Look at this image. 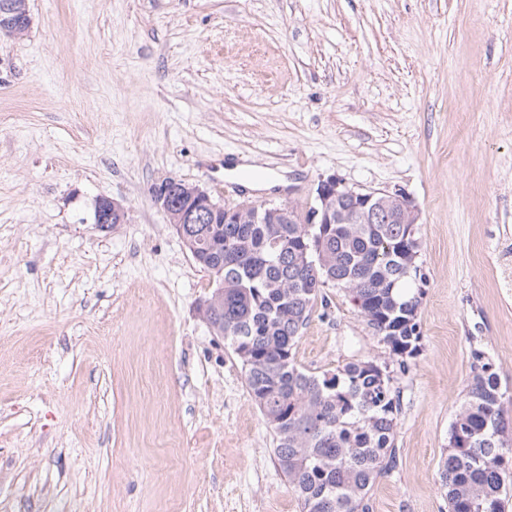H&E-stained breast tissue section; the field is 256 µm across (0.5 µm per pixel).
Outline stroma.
Instances as JSON below:
<instances>
[{"label":"stroma","mask_w":512,"mask_h":512,"mask_svg":"<svg viewBox=\"0 0 512 512\" xmlns=\"http://www.w3.org/2000/svg\"><path fill=\"white\" fill-rule=\"evenodd\" d=\"M0 38V512H301L211 274L151 186L227 207L320 179L418 207L422 337L371 512H448L438 465L483 352L512 395V0H29ZM125 210L95 222L99 198ZM296 348L390 350L341 288Z\"/></svg>","instance_id":"stroma-1"}]
</instances>
